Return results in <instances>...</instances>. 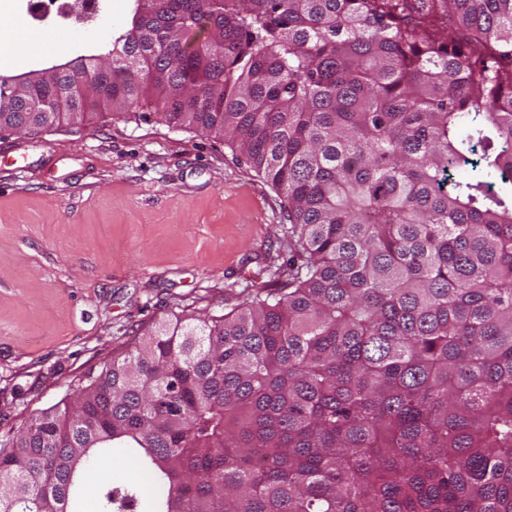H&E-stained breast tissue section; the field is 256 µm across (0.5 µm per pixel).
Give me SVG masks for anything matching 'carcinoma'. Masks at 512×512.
<instances>
[{"instance_id": "carcinoma-1", "label": "carcinoma", "mask_w": 512, "mask_h": 512, "mask_svg": "<svg viewBox=\"0 0 512 512\" xmlns=\"http://www.w3.org/2000/svg\"><path fill=\"white\" fill-rule=\"evenodd\" d=\"M108 55L0 80V132L150 103L282 192L305 262L36 412L0 512H68L113 448L155 512H512V0H135ZM107 474L113 481L135 485L141 496V512H150L153 509V502L156 498L165 493L160 486L142 465L138 457L120 453L118 457L106 456L94 462L88 470L87 484L93 488L97 479Z\"/></svg>"}]
</instances>
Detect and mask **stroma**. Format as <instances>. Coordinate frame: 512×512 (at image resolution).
<instances>
[{"label": "stroma", "mask_w": 512, "mask_h": 512, "mask_svg": "<svg viewBox=\"0 0 512 512\" xmlns=\"http://www.w3.org/2000/svg\"><path fill=\"white\" fill-rule=\"evenodd\" d=\"M134 0L96 20L0 0V20L74 36L68 58L110 46ZM284 199L227 145L153 113L105 115L38 134L0 133V446L42 409L175 317L221 316L283 287L292 242ZM134 485L140 512L160 486L131 454L88 470Z\"/></svg>", "instance_id": "stroma-1"}]
</instances>
